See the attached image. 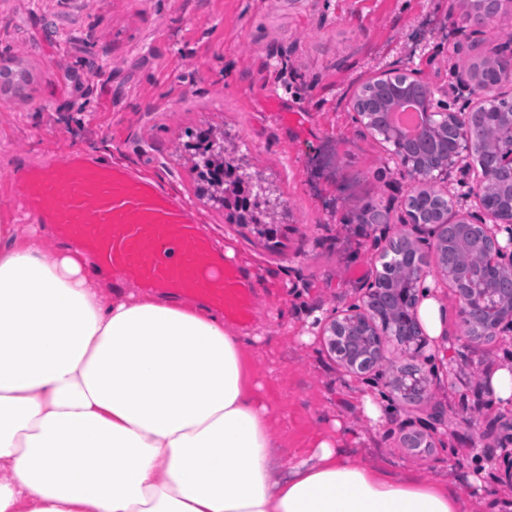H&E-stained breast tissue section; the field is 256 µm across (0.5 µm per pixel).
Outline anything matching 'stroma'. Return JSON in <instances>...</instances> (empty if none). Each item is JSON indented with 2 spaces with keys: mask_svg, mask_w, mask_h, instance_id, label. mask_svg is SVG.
Returning a JSON list of instances; mask_svg holds the SVG:
<instances>
[{
  "mask_svg": "<svg viewBox=\"0 0 512 512\" xmlns=\"http://www.w3.org/2000/svg\"><path fill=\"white\" fill-rule=\"evenodd\" d=\"M460 2L0 0V64L31 73L26 95L0 91V224L20 209L4 178L21 162L77 152L159 182L232 250L255 290L256 317L243 330L259 341L247 364L272 405L282 464L333 435L354 462L460 487L466 512H512L508 465L487 450L512 435V404L484 391L488 372L512 364V337L469 346L451 285L429 275L447 313L443 342L414 355L384 343L385 362L406 360L430 379L421 400L406 402L385 380L346 373L310 333L314 318L357 302L382 268L384 241L363 212L383 214L389 234L434 242L405 223L414 183L354 120L351 102L387 71H418L435 91L492 56L500 40L489 31L445 26ZM455 42L462 50L452 56ZM210 131L278 187L263 217L270 237L200 195L191 150ZM366 395L388 408L383 422L362 415ZM439 407L449 425L436 447H408L405 433Z\"/></svg>",
  "mask_w": 512,
  "mask_h": 512,
  "instance_id": "obj_1",
  "label": "stroma"
}]
</instances>
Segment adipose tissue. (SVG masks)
Segmentation results:
<instances>
[{
  "instance_id": "adipose-tissue-1",
  "label": "adipose tissue",
  "mask_w": 512,
  "mask_h": 512,
  "mask_svg": "<svg viewBox=\"0 0 512 512\" xmlns=\"http://www.w3.org/2000/svg\"><path fill=\"white\" fill-rule=\"evenodd\" d=\"M43 235L0 224V512H462L457 489L333 437L276 478L253 336Z\"/></svg>"
}]
</instances>
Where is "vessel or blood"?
Returning <instances> with one entry per match:
<instances>
[{"mask_svg":"<svg viewBox=\"0 0 512 512\" xmlns=\"http://www.w3.org/2000/svg\"><path fill=\"white\" fill-rule=\"evenodd\" d=\"M9 182L24 198L22 222L57 225L94 252L100 270L203 298L228 318L253 317V293L239 269L213 251L191 212L162 185L76 154L22 169Z\"/></svg>","mask_w":512,"mask_h":512,"instance_id":"1","label":"vessel or blood"}]
</instances>
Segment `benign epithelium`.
<instances>
[{"mask_svg": "<svg viewBox=\"0 0 512 512\" xmlns=\"http://www.w3.org/2000/svg\"><path fill=\"white\" fill-rule=\"evenodd\" d=\"M510 1L474 0L465 13L449 16L448 23L453 27L465 24L480 31L500 13L503 3ZM398 82L415 87L423 80L416 72L389 71L374 78L371 84L388 89ZM474 83L482 85V70L459 78L457 95L452 97L453 103H461L457 108L436 110L432 94L424 95L420 105L432 113V124L417 132L414 136L417 145L409 150L402 148L392 127L377 124L372 113L359 111L356 102L353 112L363 128L390 146L389 155L401 175L418 182H435L457 172L461 183L466 184L470 159L477 148L512 131V101L505 100L500 87L496 86L471 103L463 93ZM480 168L473 209L455 211L449 203L445 212L422 221L416 219L413 208H407L406 214L411 223L423 225L434 235L437 250L448 243V226H468L475 231L478 242L471 272L441 268L439 274L447 277L454 288L463 325L476 324L483 318L490 322L492 335L511 336L512 302H501L499 280L502 273L512 274V147L492 151V165L482 163ZM384 253L391 256L396 276L409 286L408 296L399 302L395 314L384 313L393 289L377 279L365 289L360 302L338 315L314 321L331 351L345 349L348 356L343 364L354 374L384 376L381 367L385 336L394 338L415 354L428 344L419 307L427 291L424 282L430 267L429 255L402 234L387 241ZM393 384L401 398L408 401L424 396L429 380L414 367L403 372L393 371Z\"/></svg>", "mask_w": 512, "mask_h": 512, "instance_id": "benign-epithelium-1", "label": "benign epithelium"}]
</instances>
